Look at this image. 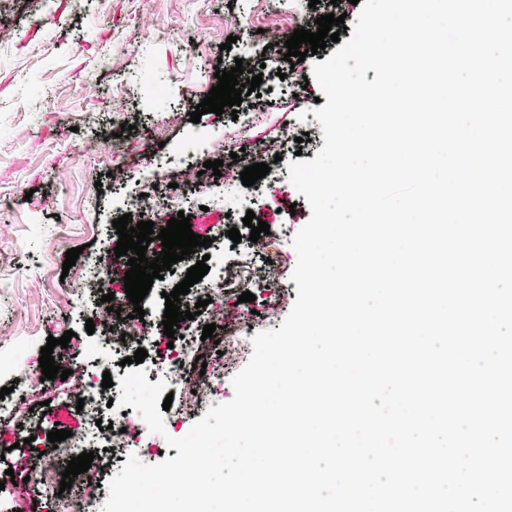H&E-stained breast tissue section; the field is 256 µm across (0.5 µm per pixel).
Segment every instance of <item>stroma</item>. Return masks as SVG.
I'll use <instances>...</instances> for the list:
<instances>
[{
    "label": "stroma",
    "mask_w": 512,
    "mask_h": 512,
    "mask_svg": "<svg viewBox=\"0 0 512 512\" xmlns=\"http://www.w3.org/2000/svg\"><path fill=\"white\" fill-rule=\"evenodd\" d=\"M312 13L309 0H280L275 9L267 0L217 6L210 0H0V191L15 198L13 206L0 208V352L23 349L19 369L0 376V388L39 369L48 337L72 331L68 349L76 353L100 340V333H87L86 321L103 295L125 299L127 267L115 266L110 281L87 294L80 290L81 273L111 257L118 240L112 222L124 213L125 195L140 189L144 172H160L182 194L205 161L222 160L223 171H233L224 153L228 144L274 142L280 159L268 177L277 189L241 187L228 214L207 208L206 198L195 195L188 212L193 232L202 236L216 225L242 227L247 212H254L278 238L274 254L255 253L254 264L274 259L295 267L293 239L311 210L289 186L288 164L298 157L313 160L324 138L311 114L297 121L293 133L283 131L280 116L291 111L294 98L276 75L278 58L268 36L289 37ZM239 57L265 65L264 123L252 126L227 112L191 122L190 112L216 83V70H230ZM146 71L152 75L147 86L138 81ZM125 123L136 127V144L120 139ZM305 132L309 142L294 152L290 135ZM118 166L124 178L116 182L111 172ZM93 199L98 209L84 217ZM76 247L81 254L75 266L63 270L66 251ZM183 269L172 265L142 302L154 328L143 369L169 353L164 295ZM47 397L49 406L18 410L14 427L0 429V512H12L19 495L11 475L29 473L38 463L37 454L17 446L31 414H38L46 432L85 427L71 391L53 384ZM185 430L171 419L165 435H147L132 450L95 449L100 497L108 498L107 483L129 454L146 464L176 457L166 439Z\"/></svg>",
    "instance_id": "35a3bbf8"
}]
</instances>
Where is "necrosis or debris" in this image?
Instances as JSON below:
<instances>
[{
  "instance_id": "obj_1",
  "label": "necrosis or debris",
  "mask_w": 512,
  "mask_h": 512,
  "mask_svg": "<svg viewBox=\"0 0 512 512\" xmlns=\"http://www.w3.org/2000/svg\"><path fill=\"white\" fill-rule=\"evenodd\" d=\"M281 280L277 265L255 267L249 251L240 250L234 255L223 257L217 279L203 280L196 284L195 298L204 300L201 315L182 324L183 334H193L212 318H219L221 328L218 350L206 349L203 343L185 345L171 351L157 369V378L166 380L168 391L185 390L186 395L173 405L171 414L182 422L198 419L215 403L217 372L230 370L237 361L241 346L250 342L260 323L271 321L278 306L286 300L287 291H279L273 301L262 308L259 314H252L224 306L227 294L240 291L257 282L277 283ZM206 361V369L196 367V360ZM83 398L81 412L85 420L82 433L58 442L51 454L44 456L40 474L30 477L28 484L34 492L40 493L49 503L51 512H101L102 504L90 494L88 473H81L67 491H60L58 476L72 457L84 451L108 447L112 449L131 447L145 424L143 420H131L124 416L114 417L111 428L99 429L96 421L101 418V394L91 387H82L77 392Z\"/></svg>"
}]
</instances>
